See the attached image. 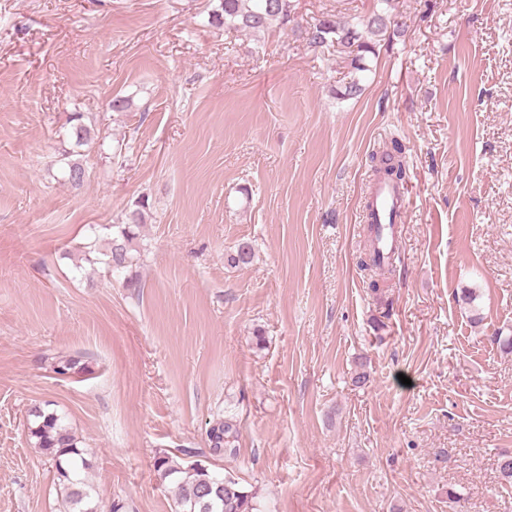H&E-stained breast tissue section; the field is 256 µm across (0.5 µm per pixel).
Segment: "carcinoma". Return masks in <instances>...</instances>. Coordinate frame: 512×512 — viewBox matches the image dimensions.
Segmentation results:
<instances>
[{
    "mask_svg": "<svg viewBox=\"0 0 512 512\" xmlns=\"http://www.w3.org/2000/svg\"><path fill=\"white\" fill-rule=\"evenodd\" d=\"M379 2L383 8L356 25L323 18L305 28L309 46L319 48L332 42L348 54L352 78L338 91L343 98H355L362 93L357 73L367 70V59L376 55L383 37L389 32L400 35L408 28L402 15L392 13L391 0ZM212 18L228 31L260 33L274 25L288 26L292 20V5L291 0H221V12L213 14ZM68 123L76 143H87L90 129L83 122V115L72 113ZM403 153V144L392 140L375 171L391 180L404 181ZM146 205L147 201H139L138 208L126 214L125 221L112 225V238L102 260L107 270L119 273L137 260L135 240ZM254 257V249L246 241L237 244L225 259L227 265L236 268L252 264ZM77 366L78 360L74 358L54 357L51 362L53 372L59 376L74 373ZM30 416V438L34 447L52 461L63 512H101L92 497V485L82 477L90 464L78 437L54 411L36 405ZM208 438L214 455L233 449L238 438L237 421L231 417L216 420L208 430ZM154 469L160 480L168 479L174 484L175 512H257L254 495L229 473H216L194 463L184 465L167 453L155 458Z\"/></svg>",
    "mask_w": 512,
    "mask_h": 512,
    "instance_id": "carcinoma-1",
    "label": "carcinoma"
}]
</instances>
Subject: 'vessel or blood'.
I'll use <instances>...</instances> for the list:
<instances>
[{
    "label": "vessel or blood",
    "instance_id": "vessel-or-blood-1",
    "mask_svg": "<svg viewBox=\"0 0 512 512\" xmlns=\"http://www.w3.org/2000/svg\"><path fill=\"white\" fill-rule=\"evenodd\" d=\"M411 193L408 183L396 184L380 176L370 182L365 211L376 227V246L382 254H389L397 246L395 227L405 221Z\"/></svg>",
    "mask_w": 512,
    "mask_h": 512
}]
</instances>
